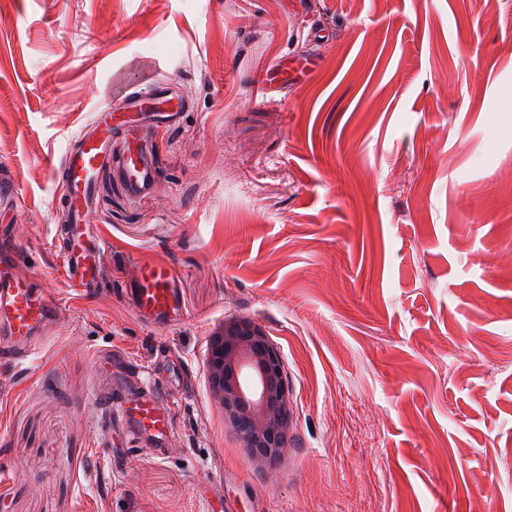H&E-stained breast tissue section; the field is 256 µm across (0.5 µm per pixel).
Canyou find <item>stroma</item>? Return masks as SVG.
<instances>
[{
  "mask_svg": "<svg viewBox=\"0 0 512 512\" xmlns=\"http://www.w3.org/2000/svg\"><path fill=\"white\" fill-rule=\"evenodd\" d=\"M312 2L0 0V257L60 305L29 360L0 359V512H512V0ZM298 53L315 66L279 102L252 92ZM120 68L190 110L146 131L151 194L99 181L110 248L76 299L53 165ZM152 261L187 309L166 329L120 295ZM233 317L292 387L268 471L208 389ZM165 350L185 383L158 458L104 430L103 399Z\"/></svg>",
  "mask_w": 512,
  "mask_h": 512,
  "instance_id": "stroma-1",
  "label": "stroma"
}]
</instances>
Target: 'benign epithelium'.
<instances>
[{
  "label": "benign epithelium",
  "instance_id": "obj_1",
  "mask_svg": "<svg viewBox=\"0 0 512 512\" xmlns=\"http://www.w3.org/2000/svg\"><path fill=\"white\" fill-rule=\"evenodd\" d=\"M206 374L225 421L240 429L253 465L277 463L294 434L283 414L290 383L279 349L260 324L248 318L224 321L209 337Z\"/></svg>",
  "mask_w": 512,
  "mask_h": 512
}]
</instances>
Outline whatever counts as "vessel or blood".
Masks as SVG:
<instances>
[{
	"instance_id": "obj_1",
	"label": "vessel or blood",
	"mask_w": 512,
	"mask_h": 512,
	"mask_svg": "<svg viewBox=\"0 0 512 512\" xmlns=\"http://www.w3.org/2000/svg\"><path fill=\"white\" fill-rule=\"evenodd\" d=\"M276 83L263 74L251 80L260 95L288 87V63L274 66ZM112 100L82 123L68 141L55 167L60 187L59 204L68 214L58 225L54 240L63 256L61 273L75 296L99 288L98 257L109 242L88 222L96 189L104 170H118L129 194H148L157 177L159 161L149 141L139 137L141 126H178L186 103L167 91L165 82L148 87L127 82L123 72L112 76ZM16 259H0V353L23 361L32 355L42 336L52 327L57 301L30 278L18 275ZM177 274L165 262L138 266L125 295L142 321L167 328L183 320L185 312L176 288ZM132 387L113 390L105 400L110 416L131 423L135 433L154 441L156 454L172 429L175 384L160 385L156 368L132 373Z\"/></svg>"
}]
</instances>
